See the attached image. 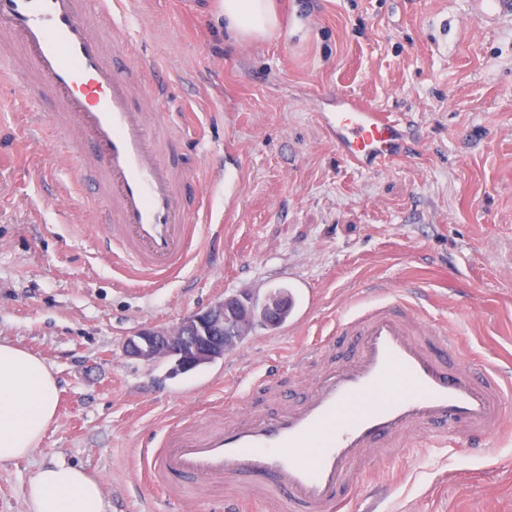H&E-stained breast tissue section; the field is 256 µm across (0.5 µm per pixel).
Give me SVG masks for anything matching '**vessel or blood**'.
<instances>
[{"instance_id": "b4317fda", "label": "vessel or blood", "mask_w": 512, "mask_h": 512, "mask_svg": "<svg viewBox=\"0 0 512 512\" xmlns=\"http://www.w3.org/2000/svg\"><path fill=\"white\" fill-rule=\"evenodd\" d=\"M114 0H0V81L21 84L35 125L52 122L89 172L114 266L163 287L183 270L200 208L179 157L189 115L165 85L135 88L131 56L112 51L124 29ZM53 106L41 110L43 102ZM321 124L344 160L376 170L408 153L401 122L347 93ZM356 304L332 330L344 354L301 395L259 376L256 391L279 406L216 417L204 432L183 420L139 449L144 487L173 494L250 480L276 512H351L355 469L375 448L403 452L407 438L481 445L503 426L512 380L465 355L445 326L428 324L411 294Z\"/></svg>"}]
</instances>
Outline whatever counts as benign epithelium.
<instances>
[{"instance_id":"1","label":"benign epithelium","mask_w":512,"mask_h":512,"mask_svg":"<svg viewBox=\"0 0 512 512\" xmlns=\"http://www.w3.org/2000/svg\"><path fill=\"white\" fill-rule=\"evenodd\" d=\"M287 307L286 297L280 294H270L261 302L248 294L227 297L163 330L137 332L126 339L125 353L145 362L169 360L174 368L185 370L215 351L224 355L233 351L257 324L276 321Z\"/></svg>"}]
</instances>
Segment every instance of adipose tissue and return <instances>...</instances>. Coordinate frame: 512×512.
<instances>
[{"mask_svg":"<svg viewBox=\"0 0 512 512\" xmlns=\"http://www.w3.org/2000/svg\"><path fill=\"white\" fill-rule=\"evenodd\" d=\"M227 29L242 42L279 35L274 0H221ZM58 385L38 356L0 343V460L22 459L53 423ZM29 512H104L99 482L74 466L39 468L27 490Z\"/></svg>","mask_w":512,"mask_h":512,"instance_id":"obj_1","label":"adipose tissue"}]
</instances>
